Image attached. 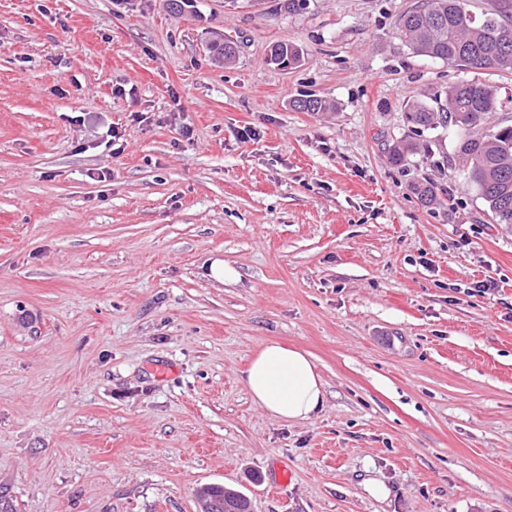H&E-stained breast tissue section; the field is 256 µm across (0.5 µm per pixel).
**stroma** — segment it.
Masks as SVG:
<instances>
[{"instance_id":"1","label":"stroma","mask_w":512,"mask_h":512,"mask_svg":"<svg viewBox=\"0 0 512 512\" xmlns=\"http://www.w3.org/2000/svg\"><path fill=\"white\" fill-rule=\"evenodd\" d=\"M416 2L0 0L16 512H196L208 483L253 512H512V230L460 178L458 132L406 120L465 76L397 39ZM278 42L300 63L271 65ZM308 95L333 111L295 110ZM212 257L238 280L206 279ZM270 341L312 354L310 420L252 403L242 372Z\"/></svg>"}]
</instances>
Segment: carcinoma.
<instances>
[{"label": "carcinoma", "mask_w": 512, "mask_h": 512, "mask_svg": "<svg viewBox=\"0 0 512 512\" xmlns=\"http://www.w3.org/2000/svg\"><path fill=\"white\" fill-rule=\"evenodd\" d=\"M395 33L413 54L454 63L465 70L487 74L512 73V3L499 0L493 10L479 16L469 0H418L395 25ZM209 50L225 62L236 55L230 40L211 43ZM300 62L301 52L293 44L276 43L269 61ZM501 105L498 89L488 81L460 80L448 85L432 103L407 101L406 119L419 132L451 126L463 133L455 155L464 182L485 201L495 223L512 228V126H488L490 115ZM293 106L300 112H325L329 104L321 98H299ZM418 144L406 139L389 145L388 161L403 167ZM412 190L419 200L432 206L435 186L417 181ZM200 512H251L249 497L222 485H207L197 494Z\"/></svg>", "instance_id": "1"}]
</instances>
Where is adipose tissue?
I'll use <instances>...</instances> for the list:
<instances>
[{"instance_id":"obj_1","label":"adipose tissue","mask_w":512,"mask_h":512,"mask_svg":"<svg viewBox=\"0 0 512 512\" xmlns=\"http://www.w3.org/2000/svg\"><path fill=\"white\" fill-rule=\"evenodd\" d=\"M242 382L252 402L282 422L309 420L324 404V382L317 367L297 348L265 345L249 361Z\"/></svg>"}]
</instances>
